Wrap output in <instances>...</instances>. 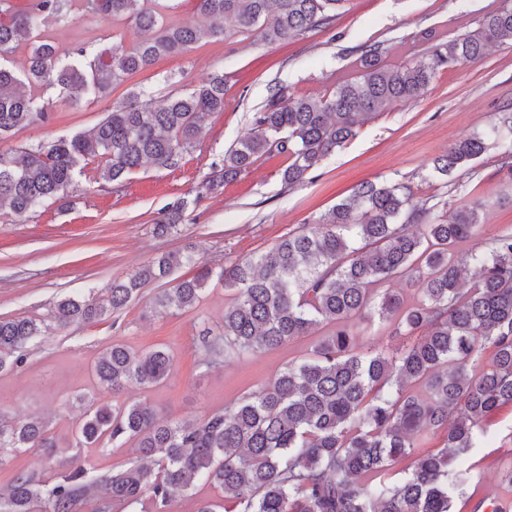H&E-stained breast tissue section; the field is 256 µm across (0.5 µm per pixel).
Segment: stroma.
<instances>
[{"instance_id":"35a3bbf8","label":"stroma","mask_w":512,"mask_h":512,"mask_svg":"<svg viewBox=\"0 0 512 512\" xmlns=\"http://www.w3.org/2000/svg\"><path fill=\"white\" fill-rule=\"evenodd\" d=\"M510 6L512 0H347L333 29L276 43L265 41L256 29L207 38L186 54L161 59L111 85L108 96L97 101L73 106L56 91H45L40 102L51 121L0 139V152L90 130L107 108L134 90H147L160 104L215 74L223 75L226 89L223 111L207 118L178 165L143 166L117 189L94 183L95 169L89 165L76 175L65 201L46 202L23 217L0 207V318L49 320L58 300L102 295L113 280L163 252L188 251L213 268L267 253L364 181L405 184L417 200L452 208L483 202L477 236L454 247L461 257L481 250L512 228L499 149L485 152L471 172L450 178L432 175L430 168L453 143L487 130L502 108L512 105L510 45L491 46L481 61L440 72L423 99L387 108L364 122L356 137L325 158L303 184H283L288 157L275 152L215 191L205 184L219 170L225 151L251 134L253 110L277 86L296 97L328 94L354 75L353 63L365 46L381 44L389 65L416 62L427 56V34L455 39L475 29L487 13ZM41 30L60 49L81 45L91 52L128 47L145 36L133 23L92 14L69 23L49 19ZM175 201L186 204L182 223L171 234H156L162 209ZM164 287L161 281L150 283L139 299L102 320L76 322L65 332L38 337L23 366L0 373V411L48 420L57 459L73 457L103 474L133 459L132 444L79 448L74 434L84 413L77 397L95 394L91 366L112 344L137 352L171 350L175 362L164 383L147 391L131 385L122 397L195 421L266 384L314 343L304 336L272 351L235 355L205 367L197 336L204 328L219 327L231 292L213 279L192 308L164 313L152 308ZM461 466L470 479L456 512H473L477 503L493 501L512 508V484L504 479L512 468V406L488 418Z\"/></svg>"}]
</instances>
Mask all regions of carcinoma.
Masks as SVG:
<instances>
[{"label":"carcinoma","mask_w":512,"mask_h":512,"mask_svg":"<svg viewBox=\"0 0 512 512\" xmlns=\"http://www.w3.org/2000/svg\"><path fill=\"white\" fill-rule=\"evenodd\" d=\"M155 0H30L18 14L0 0V137L51 114L29 87H45L79 104L103 98L157 60L183 53L205 36L261 29L269 42L334 25L346 0H199L207 29L158 21ZM130 20L148 33L130 48L93 54L83 47L61 53L37 27L40 19L71 22L78 10ZM21 41L30 54L22 74L4 64ZM494 43L512 44V7L486 14L478 27L430 47L427 58L389 68L381 47L369 45L354 76L327 96L292 97L276 88L251 117L254 134L224 153L210 191L247 172L262 156L288 155L282 182L297 186L321 161L357 135L361 119L388 106L423 98L443 70L481 61ZM224 111V76L215 74L186 93L157 105L143 91L106 110L86 133L39 142L18 154L0 153V206L32 213L68 196L77 170L95 163V182L121 183L146 163L174 167L193 147L206 118ZM499 129L461 139L433 161V173L451 176L470 168L493 140L512 170V141ZM482 203L449 215L414 201L409 186L363 182L312 224L280 240L271 252L218 270L202 267L191 279L173 278L158 292L159 309L193 307L212 279L234 292L224 307L221 332L200 336L202 364L235 354L277 349L319 327L331 331L313 344L312 356L291 362L265 385L233 405L195 422L163 415L144 401H88L75 429V447L134 443L127 466L93 474L72 460L59 463L52 483L18 471L0 512H122L149 502L170 512L173 495L196 482L224 490L233 512H453L468 477L451 473L475 445L484 419L512 404V229L494 236L466 259L454 246L476 235ZM185 204L162 214L157 230L181 223ZM194 263L190 254L163 253L134 274L112 281L106 297H68L56 304L53 326L33 319L0 318V372L24 363L46 329L64 331L77 320L101 319L141 297L150 282L172 278ZM470 286L462 288L464 276ZM416 287L412 304L386 287L395 279ZM392 321L410 342L394 349L357 347L350 327ZM491 353V364L477 362ZM174 365L163 348L135 352L114 344L94 363L100 391L112 395L135 383H161ZM422 387L424 398L414 391ZM435 452L415 453L428 436ZM49 425L37 418L10 419L0 411V469L24 449L40 448L52 461ZM413 457L411 471L390 478L396 461Z\"/></svg>","instance_id":"1"}]
</instances>
